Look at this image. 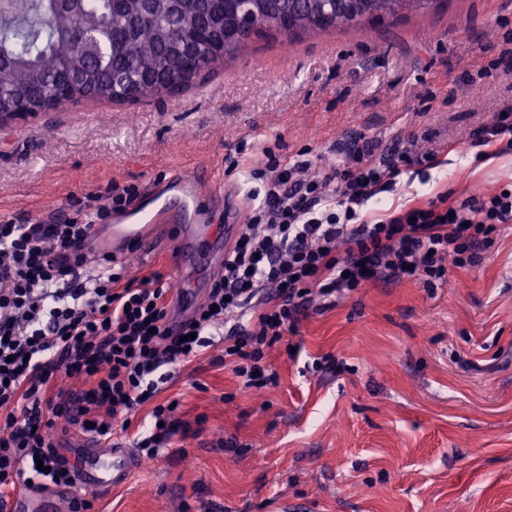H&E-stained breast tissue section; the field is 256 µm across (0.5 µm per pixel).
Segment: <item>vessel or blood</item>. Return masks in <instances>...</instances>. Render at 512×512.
Listing matches in <instances>:
<instances>
[{
  "label": "vessel or blood",
  "mask_w": 512,
  "mask_h": 512,
  "mask_svg": "<svg viewBox=\"0 0 512 512\" xmlns=\"http://www.w3.org/2000/svg\"><path fill=\"white\" fill-rule=\"evenodd\" d=\"M207 185L197 170L176 175L163 191L146 190L129 212L113 215L111 223L95 225L88 249L97 255L125 259L145 254L170 227H178L176 267L189 277L187 288L176 296L181 312L196 304L203 278L196 267L202 254L216 256L235 240V224H208L202 218L201 202ZM74 467L73 486L54 491L23 488L0 503V512H57L61 500L74 491L102 492L126 483L139 465L132 448L122 441L85 437L70 453Z\"/></svg>",
  "instance_id": "obj_1"
}]
</instances>
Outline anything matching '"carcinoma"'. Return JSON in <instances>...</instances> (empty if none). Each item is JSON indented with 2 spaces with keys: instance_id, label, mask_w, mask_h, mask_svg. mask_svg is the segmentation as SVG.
Listing matches in <instances>:
<instances>
[{
  "instance_id": "cac0c4a2",
  "label": "carcinoma",
  "mask_w": 512,
  "mask_h": 512,
  "mask_svg": "<svg viewBox=\"0 0 512 512\" xmlns=\"http://www.w3.org/2000/svg\"><path fill=\"white\" fill-rule=\"evenodd\" d=\"M435 0H78L70 15L52 0H0V102L11 104L41 90L66 86L79 95L109 99L127 84L163 74L176 83L189 62L213 68L215 48L231 56L248 45L245 17L287 34L326 31L341 24L403 17ZM121 30L101 59L73 53L81 32Z\"/></svg>"
}]
</instances>
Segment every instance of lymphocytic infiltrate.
Wrapping results in <instances>:
<instances>
[{
  "instance_id": "lymphocytic-infiltrate-1",
  "label": "lymphocytic infiltrate",
  "mask_w": 512,
  "mask_h": 512,
  "mask_svg": "<svg viewBox=\"0 0 512 512\" xmlns=\"http://www.w3.org/2000/svg\"><path fill=\"white\" fill-rule=\"evenodd\" d=\"M479 156L512 151V104L479 129ZM259 166L224 157L225 176L247 174L246 222L192 315L171 332L173 301L165 275L127 277L112 256L87 268L91 229L137 198L134 185L112 182L86 195L66 223L0 222V499L18 482L68 486L72 470L52 431L65 425L110 437L114 421L153 403V424L139 436L155 458L182 426L177 401L154 404L174 366L193 361L224 337V362L244 387L276 384L266 362L276 343L296 335L314 301L323 307L375 281H445L449 267L479 265L498 225L512 222V184L459 199L451 191L411 200L377 216L363 209L391 191L409 167H433L439 155L402 147L378 155L356 136L341 163L319 165L310 150L263 149ZM247 318L227 329L229 318ZM82 387L63 394L59 376Z\"/></svg>"
}]
</instances>
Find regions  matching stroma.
Wrapping results in <instances>:
<instances>
[{
	"label": "stroma",
	"mask_w": 512,
	"mask_h": 512,
	"mask_svg": "<svg viewBox=\"0 0 512 512\" xmlns=\"http://www.w3.org/2000/svg\"><path fill=\"white\" fill-rule=\"evenodd\" d=\"M508 33L512 0H449L250 41L165 100L83 98L2 127L0 220L61 222L112 181L200 167L235 199L215 223L241 224L226 153L245 145L251 164L266 147H307L328 166L355 133L382 153H448L404 174L385 205L494 192L512 181V153L482 161L473 140L512 102V64L483 72ZM223 354L215 341L161 385L156 402L178 401L185 439L96 495L94 512H512V223L447 284L370 282L304 313L268 352L274 388H245ZM325 357L340 373L307 372Z\"/></svg>",
	"instance_id": "1"
}]
</instances>
